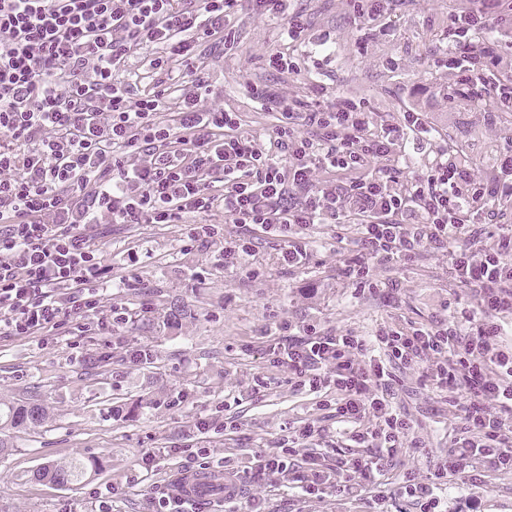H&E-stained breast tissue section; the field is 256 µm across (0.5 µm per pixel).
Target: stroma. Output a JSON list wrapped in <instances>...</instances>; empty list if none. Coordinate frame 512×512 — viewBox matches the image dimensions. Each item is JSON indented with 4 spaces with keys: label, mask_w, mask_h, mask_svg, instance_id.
<instances>
[{
    "label": "stroma",
    "mask_w": 512,
    "mask_h": 512,
    "mask_svg": "<svg viewBox=\"0 0 512 512\" xmlns=\"http://www.w3.org/2000/svg\"><path fill=\"white\" fill-rule=\"evenodd\" d=\"M464 0H404L384 27L363 32L352 0H294L309 22L304 43L281 38L279 22L261 16L244 0L235 17L232 50L208 51L209 107L237 113L243 130L267 146L271 115L249 93L254 83L272 86L284 97H303L313 84L325 102L341 95L364 101L374 123L396 120L401 112L425 113L438 142L463 148L472 167L492 171L500 151L512 141V125L490 121L493 97L477 101L431 63L446 45L448 16ZM329 36L330 49L319 41ZM281 50L295 57L298 71L268 68L266 56ZM215 224L224 238L250 235L248 278L226 269L220 245L185 250L188 225ZM318 252L309 267L280 266L282 243L261 230L231 223L222 209L186 216L181 224H104L93 245L110 283L105 308L124 307L126 323L113 329H60L55 336L0 340V401L16 402L37 391L49 413L44 428L11 432L9 455L0 458V512H151L153 501L170 490L184 470L185 451L209 449L214 460L239 461L259 450H276L293 429L306 423L324 429L320 453L326 464L337 455H357L354 442L337 434L329 406L336 396L312 394L289 382L284 368L270 362L275 315L293 327L316 324L322 334L349 330L366 336L384 324H429L445 317L454 296L448 260L427 250L414 263L378 269L389 292L354 293L338 279L347 253L330 227L312 229ZM149 351L135 361V350ZM97 360L101 371L88 369ZM397 405L427 439L424 453L406 452L387 473V486H356L340 497L329 490L304 495L276 477L261 485L244 480L242 512H419L399 491L401 472L434 471L461 423L447 398L423 386L419 372L399 374ZM212 429L199 433V419ZM153 453L152 472L139 463ZM102 457V474L82 484L54 487L36 481L51 462ZM442 512H512V471L482 469L478 484L452 477L441 491Z\"/></svg>",
    "instance_id": "obj_1"
}]
</instances>
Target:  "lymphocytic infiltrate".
<instances>
[{
	"label": "lymphocytic infiltrate",
	"mask_w": 512,
	"mask_h": 512,
	"mask_svg": "<svg viewBox=\"0 0 512 512\" xmlns=\"http://www.w3.org/2000/svg\"><path fill=\"white\" fill-rule=\"evenodd\" d=\"M291 0H254L281 20L289 42L309 29ZM239 0H0V338L48 336L67 324L93 323L104 294L92 232L99 224H178L222 207L235 224L280 238L282 266L299 269L315 250L307 231L354 226L356 249L338 273L355 292H377L379 265L408 264L426 249L448 259L462 295L446 318L405 330L324 335L291 331L279 319L268 349L311 392H336L334 410L352 424L367 456L336 459V493L381 484L405 447L422 448L409 418L397 412V372L422 366L423 384L464 394L462 433L426 478L406 472L399 487L420 512H438L448 474L470 477L475 464L512 468V145L492 174L439 149L424 169L400 164L409 139H426L425 116L407 111L372 130L363 101L337 97L285 100L265 84L250 87L272 106L269 148L239 130L235 113L204 107L210 91L201 48L233 45ZM512 30L503 0H470L448 19V44L435 67L482 98L504 57L496 35ZM154 52L149 74L179 57L187 80L175 124L156 121L168 90L135 96L121 79L132 53ZM221 194H213L214 183ZM315 435L304 426L275 452L256 453L239 469L258 484L285 475L306 494L324 492L315 457L294 459Z\"/></svg>",
	"instance_id": "1"
}]
</instances>
